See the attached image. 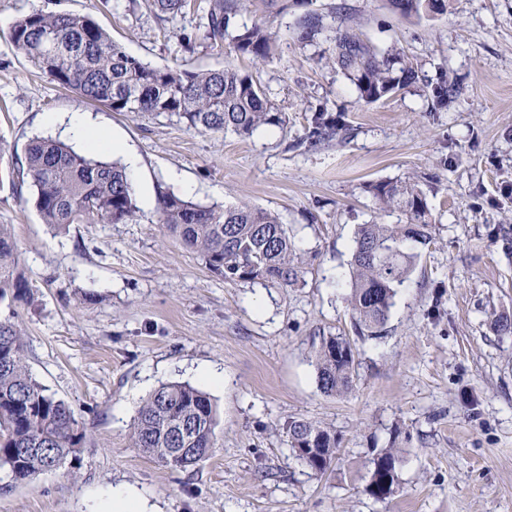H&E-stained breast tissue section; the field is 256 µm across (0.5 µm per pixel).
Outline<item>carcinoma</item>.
<instances>
[{
	"instance_id": "cac0c4a2",
	"label": "carcinoma",
	"mask_w": 512,
	"mask_h": 512,
	"mask_svg": "<svg viewBox=\"0 0 512 512\" xmlns=\"http://www.w3.org/2000/svg\"><path fill=\"white\" fill-rule=\"evenodd\" d=\"M198 0H147L159 18L174 20ZM403 16L441 11L445 0H387ZM241 0H205L203 33H185L180 46L192 50L197 39L224 48L229 28H237L232 49L266 61L273 57L272 33L260 23H238ZM324 16L308 13L298 23L299 38L316 41ZM10 43L32 66L58 86L113 112L175 115L197 130L233 132L241 137L283 123L265 90L252 75L234 66L185 71L151 67L127 54L92 17L33 11L18 18ZM333 63L355 84L360 99L375 103L415 83L418 73L404 55L379 54L367 39L346 26L336 28ZM336 128L323 109L311 119L309 139ZM19 184L30 181L34 204L44 223L58 230L72 224H127L137 205L125 170L95 161L51 139H36L26 149ZM374 198L405 212L404 224H360L350 262L348 305L354 327L367 339H380L397 289L412 273L419 248L433 241L425 196L411 182L373 186ZM160 223L188 250L199 254L226 282H262L294 288L304 281L305 260L277 214L246 203L201 206L176 194L159 192ZM11 225L0 224V470L15 482L59 470L79 459L86 441L81 416L28 372L24 333L15 307L31 300ZM355 349L343 336L323 339L316 354L319 390L343 396L353 390ZM217 406L210 396L186 383L157 387L144 400L131 428L132 447L157 463L187 471L217 446ZM288 448L314 475L336 459V433L305 418L283 425ZM316 452L306 453L304 449ZM398 450L380 449L372 458L369 492L385 501L397 492Z\"/></svg>"
}]
</instances>
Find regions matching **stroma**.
<instances>
[{
    "instance_id": "35a3bbf8",
    "label": "stroma",
    "mask_w": 512,
    "mask_h": 512,
    "mask_svg": "<svg viewBox=\"0 0 512 512\" xmlns=\"http://www.w3.org/2000/svg\"><path fill=\"white\" fill-rule=\"evenodd\" d=\"M405 18L385 0H242L239 19L263 23L272 59L198 42L199 13L165 22L144 0H0V224L14 228L33 300L19 307L30 375L80 414V461L15 482L0 476V512H92L114 486L148 512H512V335L490 314L512 313V257L498 233L512 224V0H445ZM34 10L93 17L125 51L154 66L244 68L286 117L247 137L193 130L177 117L118 113L39 74L9 41ZM309 12L344 23L379 52L404 51L419 81L364 104L330 62L333 44L298 39ZM458 94L434 107L440 76ZM324 109L335 135L301 146ZM87 113L140 158L139 212L129 224H44L17 167L34 138L61 140L41 117ZM412 181L436 226L398 290L386 335L358 337L347 302L358 225L399 224L373 184ZM168 190L194 203L276 211L307 261L303 284L227 283L159 222ZM356 350V385L318 388L315 354L327 336ZM222 373L216 387L205 371ZM209 393L218 410L213 454L187 472L133 448L131 424L160 384ZM332 427L338 457L316 476L290 452L285 420ZM400 448L399 490L367 491L370 461Z\"/></svg>"
}]
</instances>
